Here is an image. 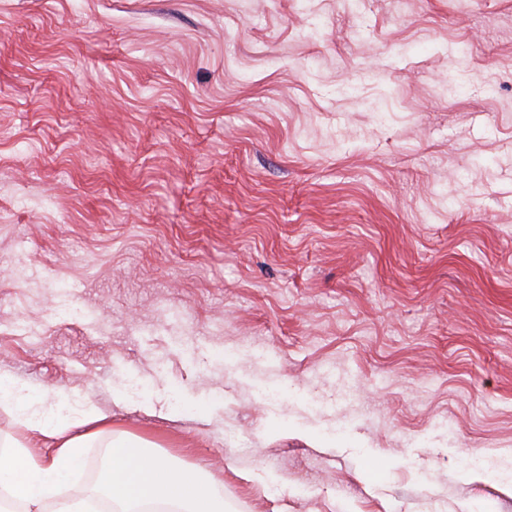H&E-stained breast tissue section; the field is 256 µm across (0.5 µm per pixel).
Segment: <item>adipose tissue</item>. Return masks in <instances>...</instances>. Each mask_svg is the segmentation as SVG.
I'll return each mask as SVG.
<instances>
[{"label":"adipose tissue","mask_w":512,"mask_h":512,"mask_svg":"<svg viewBox=\"0 0 512 512\" xmlns=\"http://www.w3.org/2000/svg\"><path fill=\"white\" fill-rule=\"evenodd\" d=\"M0 405L26 431L54 442L55 454L47 464L22 444L0 452V485L31 512H43L47 502L71 481L81 465L90 439L89 434L81 432V424L108 428L112 416L88 402L83 420L60 424L58 415L71 408L68 396L33 398L30 389L4 372H0ZM108 486L113 501L125 504V512H137L138 506L147 502L172 503L179 512H224L221 485L196 473L176 470L123 439L110 445Z\"/></svg>","instance_id":"adipose-tissue-1"}]
</instances>
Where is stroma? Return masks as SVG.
Here are the masks:
<instances>
[{
  "label": "stroma",
  "mask_w": 512,
  "mask_h": 512,
  "mask_svg": "<svg viewBox=\"0 0 512 512\" xmlns=\"http://www.w3.org/2000/svg\"><path fill=\"white\" fill-rule=\"evenodd\" d=\"M0 370L224 512H512V0H0Z\"/></svg>",
  "instance_id": "1"
}]
</instances>
